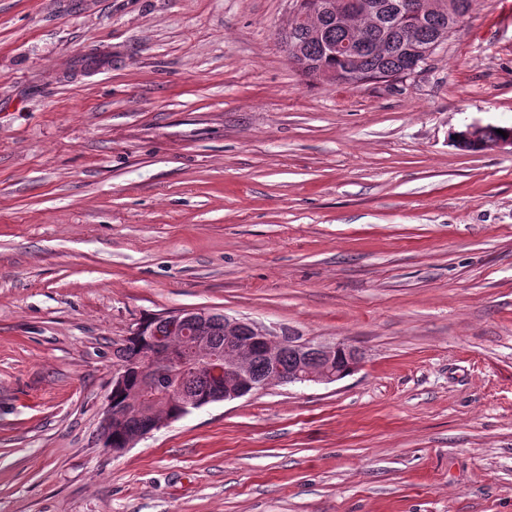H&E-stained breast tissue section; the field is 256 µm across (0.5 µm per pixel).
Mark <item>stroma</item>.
Masks as SVG:
<instances>
[{"label":"stroma","mask_w":512,"mask_h":512,"mask_svg":"<svg viewBox=\"0 0 512 512\" xmlns=\"http://www.w3.org/2000/svg\"><path fill=\"white\" fill-rule=\"evenodd\" d=\"M293 0H0V512H512V0L309 83ZM185 308L363 365L99 440ZM497 129L506 132L507 138L496 133ZM458 135V139H455ZM485 136H491L492 140L487 141ZM453 142L457 148L462 151H468L472 147H489L490 151L502 150L510 147L512 150V128L501 127L496 125H471L466 129L453 133Z\"/></svg>","instance_id":"obj_1"}]
</instances>
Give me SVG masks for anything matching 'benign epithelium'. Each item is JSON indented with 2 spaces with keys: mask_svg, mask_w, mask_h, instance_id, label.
I'll return each instance as SVG.
<instances>
[{
  "mask_svg": "<svg viewBox=\"0 0 512 512\" xmlns=\"http://www.w3.org/2000/svg\"><path fill=\"white\" fill-rule=\"evenodd\" d=\"M397 15L404 21V49L401 66L397 69L382 68L374 80L389 82L410 76L431 56L432 52L448 40L466 14L448 16L447 0H402L396 5ZM342 27L355 43L366 38L357 26L361 19L379 22L380 5L375 0H314L297 7L290 20L293 38L290 41L292 60L305 59L310 47L318 45L323 56H336L344 64L343 77L355 79L360 74V61L346 47L328 37L318 23V18ZM496 125H471L456 132L454 144L462 151L486 146L489 150L512 148V128H503L506 135L496 133ZM169 323L168 341H157L156 329L139 326L133 335L144 338L148 349L135 364L140 372V387L149 393L145 404L158 409L168 394L172 376V363L168 352L180 349L191 355L203 347L214 325H224V353H209L200 363V370L215 387L213 399L232 401L250 394V389H264L268 385L295 383H331L354 373L363 363L364 353L348 342H312L287 332L276 330L251 320L231 318L204 309L181 310L165 317ZM289 357L290 364L283 367L280 360ZM263 363L274 368L272 375L260 376L256 365ZM122 407L107 399L101 422L103 444L112 447V422L123 420ZM170 422L163 417L154 421L145 419L139 429L125 442L134 445L153 431Z\"/></svg>",
  "mask_w": 512,
  "mask_h": 512,
  "instance_id": "7a95c632",
  "label": "benign epithelium"
}]
</instances>
